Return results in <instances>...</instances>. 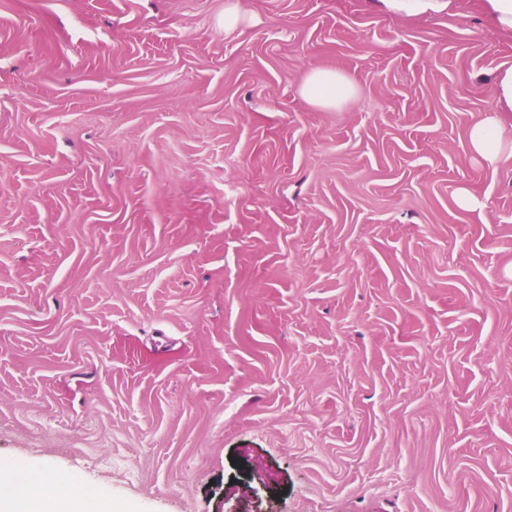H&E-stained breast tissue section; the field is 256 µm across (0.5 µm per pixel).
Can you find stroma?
<instances>
[{"label": "stroma", "instance_id": "obj_1", "mask_svg": "<svg viewBox=\"0 0 512 512\" xmlns=\"http://www.w3.org/2000/svg\"><path fill=\"white\" fill-rule=\"evenodd\" d=\"M229 2L0 0V465L99 512H512V158L467 140L512 34ZM357 86L347 74L333 69L310 71L300 87L301 95L312 105L335 109L353 97Z\"/></svg>", "mask_w": 512, "mask_h": 512}]
</instances>
